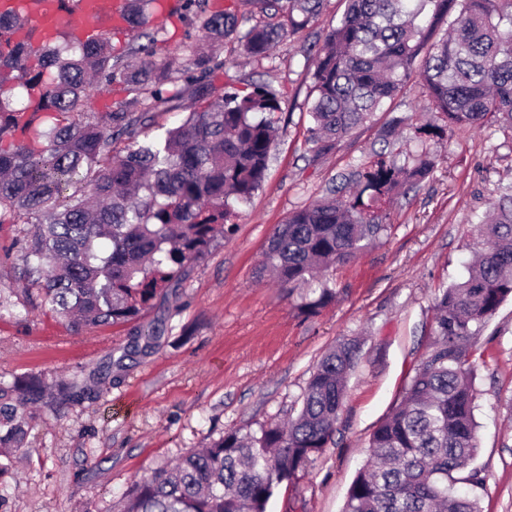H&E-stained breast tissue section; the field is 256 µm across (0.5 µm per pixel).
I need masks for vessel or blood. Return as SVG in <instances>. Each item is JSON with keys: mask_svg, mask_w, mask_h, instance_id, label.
Listing matches in <instances>:
<instances>
[{"mask_svg": "<svg viewBox=\"0 0 512 512\" xmlns=\"http://www.w3.org/2000/svg\"><path fill=\"white\" fill-rule=\"evenodd\" d=\"M27 14L35 29L52 34L58 21L69 17L70 35L83 40L101 29L124 25L121 0H29Z\"/></svg>", "mask_w": 512, "mask_h": 512, "instance_id": "vessel-or-blood-1", "label": "vessel or blood"}]
</instances>
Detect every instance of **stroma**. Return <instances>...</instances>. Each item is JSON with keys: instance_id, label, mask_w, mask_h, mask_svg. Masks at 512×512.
Instances as JSON below:
<instances>
[{"instance_id": "obj_1", "label": "stroma", "mask_w": 512, "mask_h": 512, "mask_svg": "<svg viewBox=\"0 0 512 512\" xmlns=\"http://www.w3.org/2000/svg\"><path fill=\"white\" fill-rule=\"evenodd\" d=\"M343 9V0H324L318 21L266 59L224 44L225 66L209 78L216 94L230 83L244 89L260 82L288 97L267 179L239 206L235 233L218 238L137 320L80 331L60 323L18 278L27 225L0 226V378L38 374L48 383L68 380L78 391L63 408L38 409L27 456L0 473V512H113L153 469L227 431L287 422L321 356L357 336L359 358L331 442L267 506L342 512L370 434L431 347L436 297L467 277L479 222L512 185V138L501 125L454 130L432 176L390 205L387 234L323 272L335 300L317 315L301 313L310 284L283 288L262 268L276 225L320 198L333 176L367 160L392 115L418 113L425 104L421 85L410 81L373 127L311 161L313 66L306 48ZM151 330L154 340L144 342ZM466 349L477 392L474 465L483 479L467 491L481 512H512V299Z\"/></svg>"}]
</instances>
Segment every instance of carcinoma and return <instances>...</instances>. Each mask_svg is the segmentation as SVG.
Wrapping results in <instances>:
<instances>
[{
  "instance_id": "cac0c4a2",
  "label": "carcinoma",
  "mask_w": 512,
  "mask_h": 512,
  "mask_svg": "<svg viewBox=\"0 0 512 512\" xmlns=\"http://www.w3.org/2000/svg\"><path fill=\"white\" fill-rule=\"evenodd\" d=\"M153 0H123L136 31L124 55L106 37L41 39L21 10L0 11V224H28L20 260L40 305L73 329L137 319L234 231L236 206L266 180L284 94L266 84L228 90L177 127L149 137L154 113L173 109L167 85L182 75L199 97L224 67L234 42L253 58L270 57L305 31L323 0H256L266 20L241 30L231 7L184 0L198 32L188 61L160 56L146 30ZM322 44L313 45L307 142L312 159L335 150L405 88L413 70L434 119L395 117L379 131L383 147L317 201L278 225L264 267L280 283L314 279L387 234L386 205L426 180L436 156L423 150L400 164V128L424 145L456 127L492 120L512 130V0H344ZM121 83L149 103L124 99L107 112L88 106L93 83ZM29 105L15 109L16 88ZM122 143L124 147L117 148ZM484 247L465 280L436 298L434 342L400 402L371 434V453L351 483L343 512H481L457 485L479 484L473 371L461 341L512 298V190L480 222ZM300 306L312 316L336 298L321 282ZM360 342L336 344L315 367L301 408L288 425L231 430L209 447L134 483L118 512H266L275 493L295 485L336 431ZM75 397L63 380L48 389L35 375L0 381V470L25 446L35 408Z\"/></svg>"
}]
</instances>
